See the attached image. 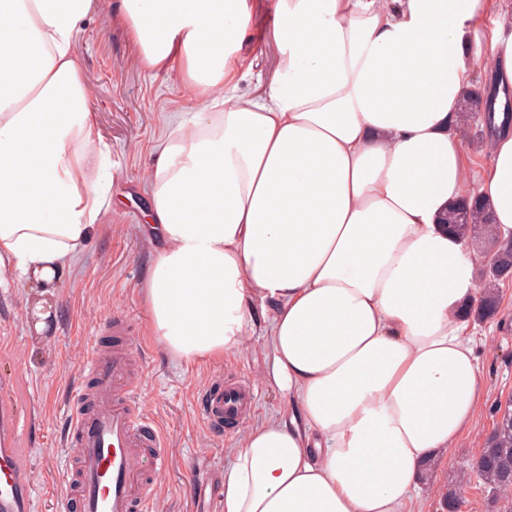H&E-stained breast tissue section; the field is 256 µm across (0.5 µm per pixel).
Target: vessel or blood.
Returning a JSON list of instances; mask_svg holds the SVG:
<instances>
[{
    "label": "vessel or blood",
    "instance_id": "1",
    "mask_svg": "<svg viewBox=\"0 0 512 512\" xmlns=\"http://www.w3.org/2000/svg\"><path fill=\"white\" fill-rule=\"evenodd\" d=\"M92 386L76 393L67 433L75 465L61 496L62 512H147L156 493L154 473L168 465L160 428L142 411L130 344L94 346ZM249 387L216 378L202 393L197 413L209 429L250 412ZM11 420L0 417V512H31L30 474L18 461Z\"/></svg>",
    "mask_w": 512,
    "mask_h": 512
}]
</instances>
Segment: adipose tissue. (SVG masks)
Returning <instances> with one entry per match:
<instances>
[{
	"mask_svg": "<svg viewBox=\"0 0 512 512\" xmlns=\"http://www.w3.org/2000/svg\"><path fill=\"white\" fill-rule=\"evenodd\" d=\"M96 0H0V271L51 282L111 217L110 147L73 45ZM141 64L180 67L188 113L156 150L149 328L175 359L244 348L299 418L245 429L224 512H412L484 394L474 257L439 222L478 197L512 241V36L494 37V136L470 169L457 114L507 0H278L262 94L229 64L246 0H116Z\"/></svg>",
	"mask_w": 512,
	"mask_h": 512,
	"instance_id": "1",
	"label": "adipose tissue"
}]
</instances>
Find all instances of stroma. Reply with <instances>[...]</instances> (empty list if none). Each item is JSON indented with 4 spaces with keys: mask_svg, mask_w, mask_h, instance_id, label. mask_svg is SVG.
<instances>
[{
    "mask_svg": "<svg viewBox=\"0 0 512 512\" xmlns=\"http://www.w3.org/2000/svg\"><path fill=\"white\" fill-rule=\"evenodd\" d=\"M110 2L99 0L75 51L89 89L88 109L112 150V200L119 213L97 227L53 283L0 275V406L15 415L16 442L31 476L32 512H60L70 469L65 428L71 398L87 374L97 332L112 317L128 318V341L141 356L137 398L169 446L170 465L156 476L149 512H224V469L240 427L210 430L197 415L198 397L221 373L257 395L244 426L288 415L291 407L287 396L258 377L266 364L265 312L256 314L248 347L219 360L174 361L149 332L143 288L157 243L142 232L145 183L155 149L186 97L180 68H142ZM247 6L249 30L231 67L241 90L255 93L279 58L273 37L277 0H247ZM499 288L497 315L477 324L487 335L477 350L484 398L447 461L432 472L435 484L447 485L459 498L460 512L490 510L483 483L474 477L460 482L459 474L479 456L499 406L512 400V278Z\"/></svg>",
    "mask_w": 512,
    "mask_h": 512,
    "instance_id": "1",
    "label": "stroma"
}]
</instances>
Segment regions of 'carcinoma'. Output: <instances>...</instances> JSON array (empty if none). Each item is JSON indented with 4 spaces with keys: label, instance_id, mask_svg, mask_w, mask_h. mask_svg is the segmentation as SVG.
I'll list each match as a JSON object with an SVG mask.
<instances>
[{
    "label": "carcinoma",
    "instance_id": "cac0c4a2",
    "mask_svg": "<svg viewBox=\"0 0 512 512\" xmlns=\"http://www.w3.org/2000/svg\"><path fill=\"white\" fill-rule=\"evenodd\" d=\"M493 97L483 96L473 90L463 102L460 125L470 120L475 110L483 106L492 109ZM441 223L448 225V230L461 238L484 242L485 226L491 223V216L486 207L479 201L464 198L451 204L444 212ZM512 275V264L504 262L495 271L486 273L484 287L480 293L478 304L465 308V315L479 319L493 317L499 309V282ZM500 417L491 434L486 438L480 455L471 468V473L493 493L512 488V401L498 410Z\"/></svg>",
    "mask_w": 512,
    "mask_h": 512
}]
</instances>
